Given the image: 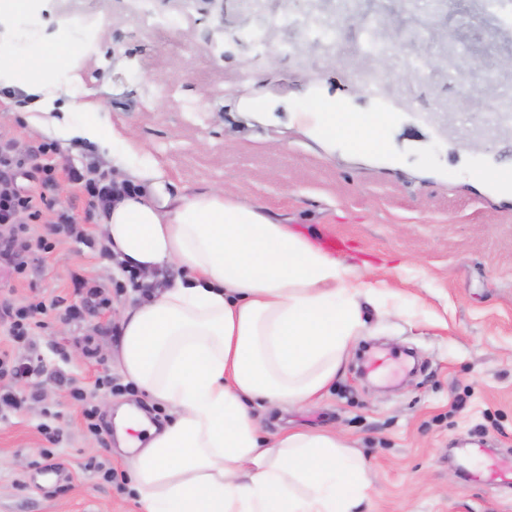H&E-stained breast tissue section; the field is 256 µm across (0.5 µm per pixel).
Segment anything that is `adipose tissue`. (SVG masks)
<instances>
[{
  "mask_svg": "<svg viewBox=\"0 0 512 512\" xmlns=\"http://www.w3.org/2000/svg\"><path fill=\"white\" fill-rule=\"evenodd\" d=\"M67 58L26 36L0 42V84L51 113L72 84ZM322 130L357 149L383 147L367 115L328 106ZM120 191L100 220L106 246L153 283L182 277L125 311L121 369L169 421L148 443L141 414L123 423L141 512H355L372 484L364 457L339 433L263 431L255 407L322 393L366 327L381 288L259 206L220 191L160 195L154 174L113 157ZM142 188L127 192L126 180Z\"/></svg>",
  "mask_w": 512,
  "mask_h": 512,
  "instance_id": "1",
  "label": "adipose tissue"
}]
</instances>
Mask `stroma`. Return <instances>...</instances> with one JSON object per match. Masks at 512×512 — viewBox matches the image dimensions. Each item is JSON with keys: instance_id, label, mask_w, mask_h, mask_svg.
<instances>
[{"instance_id": "obj_1", "label": "stroma", "mask_w": 512, "mask_h": 512, "mask_svg": "<svg viewBox=\"0 0 512 512\" xmlns=\"http://www.w3.org/2000/svg\"><path fill=\"white\" fill-rule=\"evenodd\" d=\"M280 0L267 55L242 38L237 0H32L29 11L0 19V35L25 30L53 42L67 30L71 74L100 111L73 114L58 101L60 123H106L127 165L159 171L169 193L222 189L324 243L365 282L383 284L382 305L321 396L258 415L267 433L309 428L339 432L366 459L372 486L360 512H512V483L477 477L487 456L512 455V190L484 172L512 168V127L478 138L484 116L512 102V32L494 34L482 0H445L434 11L418 0L411 25L393 24L397 48L381 59L358 50L364 24L343 19L337 47L303 45L299 60L278 44L301 42L281 24ZM457 38L473 66L449 65L440 33ZM394 68L405 90L400 108L383 111L387 93H370L357 72ZM494 83H487V76ZM379 114L387 144L356 151L319 130L321 106ZM31 99L0 91V141L18 152L49 143L54 186L41 192V170L18 182L43 195L44 234L59 211L75 234H60L24 280L0 267V304L38 296L73 303L72 275L103 288L106 309L68 321L50 318L33 338L36 369L0 387L38 391L20 412L0 416V512H140L113 413L130 405L164 426L168 412L122 374L123 313L142 298V281L117 265L100 234V212L68 171L95 166L96 142L63 139L32 123ZM111 387L98 385L100 377ZM84 392L75 400L70 387ZM96 409L98 433L84 408ZM60 428L49 443L43 426ZM486 456H479V449ZM111 465L105 482L96 463Z\"/></svg>"}]
</instances>
